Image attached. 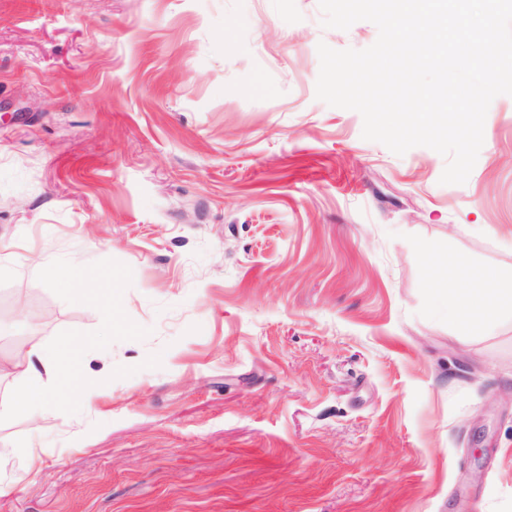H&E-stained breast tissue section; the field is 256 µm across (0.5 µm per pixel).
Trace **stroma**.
Returning <instances> with one entry per match:
<instances>
[{
    "label": "stroma",
    "mask_w": 512,
    "mask_h": 512,
    "mask_svg": "<svg viewBox=\"0 0 512 512\" xmlns=\"http://www.w3.org/2000/svg\"><path fill=\"white\" fill-rule=\"evenodd\" d=\"M318 0H0V512H512V96L469 178L316 96ZM467 253L469 270H449ZM74 267L82 295L55 288ZM499 280V273L490 270L455 297H444L441 303L448 309V322L463 330L476 323L492 322L502 291V288H494ZM31 353L46 373V379L35 365H28L22 372L20 392L8 404L0 406V416L10 415L18 410L37 417L49 406L48 385L55 380H62L77 392V382L72 372L74 350L64 353L57 348H47L36 342L31 346Z\"/></svg>",
    "instance_id": "35a3bbf8"
}]
</instances>
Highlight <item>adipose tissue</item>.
Returning <instances> with one entry per match:
<instances>
[{
  "mask_svg": "<svg viewBox=\"0 0 512 512\" xmlns=\"http://www.w3.org/2000/svg\"><path fill=\"white\" fill-rule=\"evenodd\" d=\"M499 279L497 271H488L458 295L443 298L442 303L448 310L449 323L465 330L477 323L492 322L497 314L501 294L497 287ZM31 352L37 359L36 364L23 371L18 396L1 406L0 413L9 415L23 410L31 416H38L49 405L50 382L59 379L69 387H76L77 382L72 372V353L48 348L38 342L32 344Z\"/></svg>",
  "mask_w": 512,
  "mask_h": 512,
  "instance_id": "1",
  "label": "adipose tissue"
}]
</instances>
